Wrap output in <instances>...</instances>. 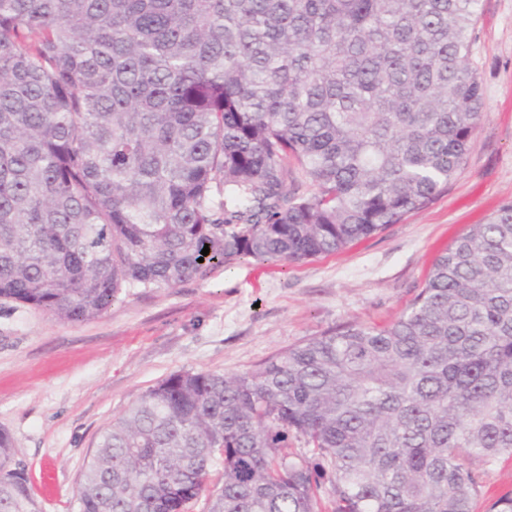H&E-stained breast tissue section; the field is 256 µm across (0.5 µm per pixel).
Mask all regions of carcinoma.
<instances>
[{
  "instance_id": "cac0c4a2",
  "label": "carcinoma",
  "mask_w": 512,
  "mask_h": 512,
  "mask_svg": "<svg viewBox=\"0 0 512 512\" xmlns=\"http://www.w3.org/2000/svg\"><path fill=\"white\" fill-rule=\"evenodd\" d=\"M479 2L0 0V298L85 322L124 287L301 262L425 208L481 119ZM504 453L512 199L390 324L146 391L79 510L318 512L327 478L334 512H472L470 462ZM14 456L0 430V512H38Z\"/></svg>"
}]
</instances>
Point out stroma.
Segmentation results:
<instances>
[{
    "label": "stroma",
    "instance_id": "35a3bbf8",
    "mask_svg": "<svg viewBox=\"0 0 512 512\" xmlns=\"http://www.w3.org/2000/svg\"><path fill=\"white\" fill-rule=\"evenodd\" d=\"M471 60L483 114L462 170L384 232L299 263L239 262L173 288L127 287L82 323L0 300V428L13 438L39 512H78L101 434L163 379L244 374L337 325L390 323L434 257L512 199V0H480ZM472 467L475 512L512 494L511 455Z\"/></svg>",
    "mask_w": 512,
    "mask_h": 512
}]
</instances>
